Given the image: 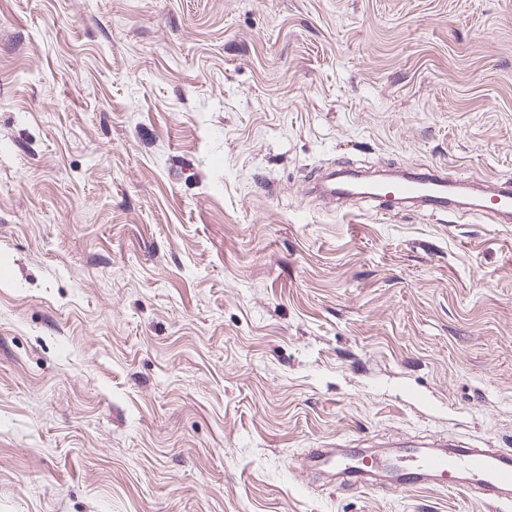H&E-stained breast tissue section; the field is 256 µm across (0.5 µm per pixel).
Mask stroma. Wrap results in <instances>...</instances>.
Returning a JSON list of instances; mask_svg holds the SVG:
<instances>
[{"instance_id": "stroma-1", "label": "stroma", "mask_w": 512, "mask_h": 512, "mask_svg": "<svg viewBox=\"0 0 512 512\" xmlns=\"http://www.w3.org/2000/svg\"><path fill=\"white\" fill-rule=\"evenodd\" d=\"M512 0H0V512H489L312 448L512 446ZM314 192L324 201L338 199L381 198L392 205L422 208L429 212L444 211L453 206L449 194L457 184L437 172L402 173L398 178L360 190L350 181L337 180L335 172L315 182ZM475 213L494 223H503L502 218L507 216L512 220V190L492 189L475 208Z\"/></svg>"}]
</instances>
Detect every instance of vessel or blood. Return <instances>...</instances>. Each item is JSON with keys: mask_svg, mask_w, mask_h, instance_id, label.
Segmentation results:
<instances>
[{"mask_svg": "<svg viewBox=\"0 0 512 512\" xmlns=\"http://www.w3.org/2000/svg\"><path fill=\"white\" fill-rule=\"evenodd\" d=\"M453 187L447 176L437 172L401 174L398 178L358 189L348 181L328 176L316 183L314 191L325 201L354 198H381L394 205H411L429 212L451 207L449 194ZM476 212L498 223L512 218V190L494 189L484 197ZM312 467L331 466L340 469L348 485L365 483L375 471H392V484L399 489H412L430 483L439 487L465 488L469 493L493 507L505 504L506 493L512 492V454L493 449L479 450L459 441L443 450L419 454L407 450L400 464L385 458H370L368 463H353L348 458L318 453L311 457Z\"/></svg>", "mask_w": 512, "mask_h": 512, "instance_id": "b4317fda", "label": "vessel or blood"}]
</instances>
